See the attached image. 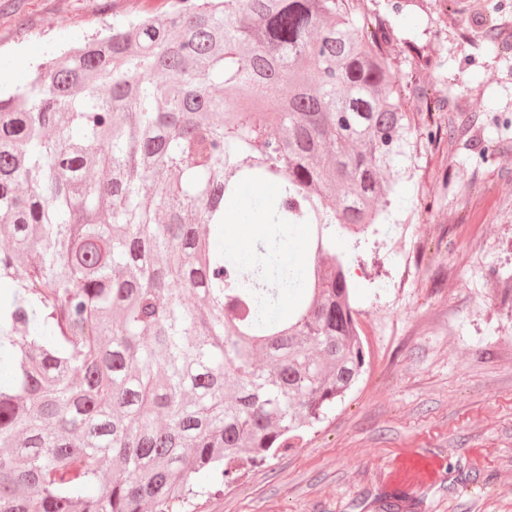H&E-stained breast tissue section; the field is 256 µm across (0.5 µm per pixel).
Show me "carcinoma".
I'll return each instance as SVG.
<instances>
[{
    "instance_id": "cac0c4a2",
    "label": "carcinoma",
    "mask_w": 512,
    "mask_h": 512,
    "mask_svg": "<svg viewBox=\"0 0 512 512\" xmlns=\"http://www.w3.org/2000/svg\"><path fill=\"white\" fill-rule=\"evenodd\" d=\"M387 43L349 0H174L0 92V512H170L351 387L336 231L389 219L418 148ZM244 184L275 227L247 265L210 247ZM301 224L309 271L269 277Z\"/></svg>"
}]
</instances>
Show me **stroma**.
<instances>
[{"instance_id":"1","label":"stroma","mask_w":512,"mask_h":512,"mask_svg":"<svg viewBox=\"0 0 512 512\" xmlns=\"http://www.w3.org/2000/svg\"><path fill=\"white\" fill-rule=\"evenodd\" d=\"M385 20L409 88L438 91L468 122L455 141L420 124V151L389 220L336 249L356 255L351 300L366 364L349 391L287 452L215 499L180 512H512V0H353ZM168 0H0V87L30 80L50 52L113 14ZM417 45L431 60L415 63ZM423 453L432 487L393 474Z\"/></svg>"}]
</instances>
